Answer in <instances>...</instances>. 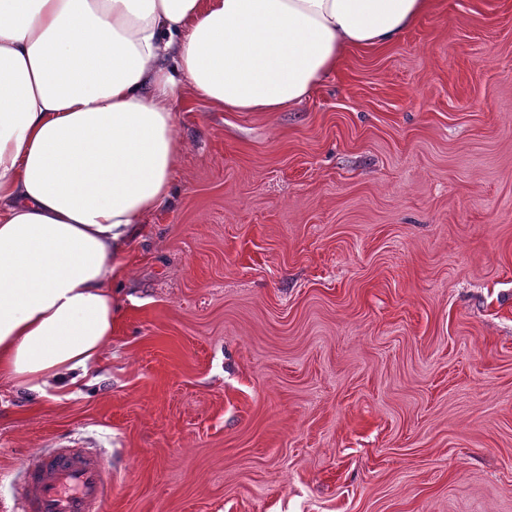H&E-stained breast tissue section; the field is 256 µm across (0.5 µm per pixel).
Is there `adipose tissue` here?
Here are the masks:
<instances>
[{
  "label": "adipose tissue",
  "mask_w": 512,
  "mask_h": 512,
  "mask_svg": "<svg viewBox=\"0 0 512 512\" xmlns=\"http://www.w3.org/2000/svg\"><path fill=\"white\" fill-rule=\"evenodd\" d=\"M429 0H0V377L64 390L115 320L120 246L172 191L175 104L302 103Z\"/></svg>",
  "instance_id": "obj_1"
}]
</instances>
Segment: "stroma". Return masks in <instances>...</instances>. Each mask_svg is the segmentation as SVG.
I'll return each mask as SVG.
<instances>
[{
	"instance_id": "stroma-1",
	"label": "stroma",
	"mask_w": 512,
	"mask_h": 512,
	"mask_svg": "<svg viewBox=\"0 0 512 512\" xmlns=\"http://www.w3.org/2000/svg\"><path fill=\"white\" fill-rule=\"evenodd\" d=\"M176 108L101 361L0 379V512L69 442L106 512H512V0H430L291 110Z\"/></svg>"
}]
</instances>
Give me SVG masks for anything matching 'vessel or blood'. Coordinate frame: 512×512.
<instances>
[{
	"mask_svg": "<svg viewBox=\"0 0 512 512\" xmlns=\"http://www.w3.org/2000/svg\"><path fill=\"white\" fill-rule=\"evenodd\" d=\"M19 489L18 512H103L112 467L85 448H52L21 474Z\"/></svg>",
	"mask_w": 512,
	"mask_h": 512,
	"instance_id": "vessel-or-blood-1",
	"label": "vessel or blood"
}]
</instances>
